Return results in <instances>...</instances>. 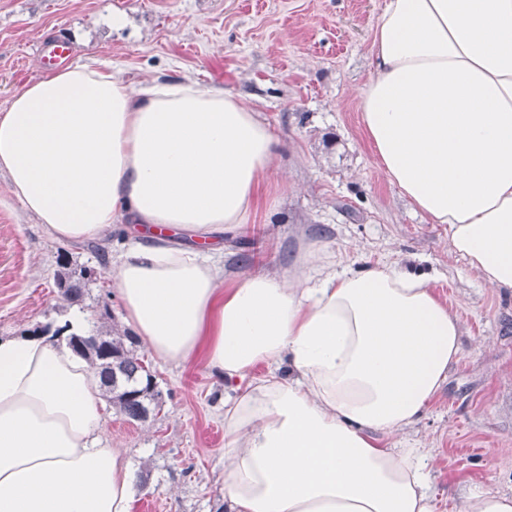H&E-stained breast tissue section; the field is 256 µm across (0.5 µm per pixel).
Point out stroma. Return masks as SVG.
Listing matches in <instances>:
<instances>
[{
    "label": "stroma",
    "instance_id": "obj_1",
    "mask_svg": "<svg viewBox=\"0 0 512 512\" xmlns=\"http://www.w3.org/2000/svg\"><path fill=\"white\" fill-rule=\"evenodd\" d=\"M384 0H0V111L47 70L38 46L65 32L74 60L111 64L135 86L194 80L224 88L282 141L247 232H227L226 280L275 269L320 240L353 268L423 273L462 326V349L423 417L394 436L426 448L433 512L459 487L512 493V289L482 285L448 232L416 211L377 164L357 91L372 76ZM123 22L115 26L112 15ZM81 276L67 301L59 272ZM80 316L85 330L129 327L94 243L51 239L0 175V336ZM132 349L155 375L162 410L131 424L105 406L103 436L137 471L132 512H218L224 504V399L204 361L183 366Z\"/></svg>",
    "mask_w": 512,
    "mask_h": 512
}]
</instances>
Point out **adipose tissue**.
I'll return each mask as SVG.
<instances>
[{"instance_id":"1","label":"adipose tissue","mask_w":512,"mask_h":512,"mask_svg":"<svg viewBox=\"0 0 512 512\" xmlns=\"http://www.w3.org/2000/svg\"><path fill=\"white\" fill-rule=\"evenodd\" d=\"M371 53L360 110L382 171L484 285L512 288V0H385ZM277 149L223 88L139 93L93 63L0 112V173L26 212L68 243L104 239L127 214L145 226L112 246L126 324L157 358L201 355L236 382L231 512H432L429 449L387 442L461 353V323L427 280L346 269L315 241L224 283L208 241L245 226ZM101 407L96 368L65 340L0 338V512H131L133 469L103 444Z\"/></svg>"}]
</instances>
